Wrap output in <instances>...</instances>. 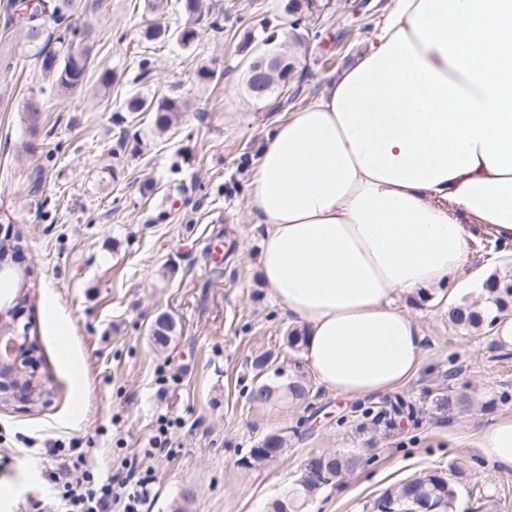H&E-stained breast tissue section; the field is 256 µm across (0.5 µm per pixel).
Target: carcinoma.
<instances>
[{"mask_svg":"<svg viewBox=\"0 0 512 512\" xmlns=\"http://www.w3.org/2000/svg\"><path fill=\"white\" fill-rule=\"evenodd\" d=\"M181 11L186 16L182 27L175 30L177 40L186 48L192 46L198 36V21L201 0H179ZM81 0H6L3 6V30L15 29L21 35L27 52L37 62L42 75L51 82V89L58 94H67L83 85L91 60L95 36L93 28L75 25L74 16ZM303 15L288 18V42H280V52L288 60L296 59L297 50L305 46L304 34L300 31ZM186 103L178 96L162 95L147 97L132 93L125 99L124 111L135 119L150 112L155 127L164 132L169 129ZM488 297L480 305L466 300L448 306V323L462 330L491 331L497 314L512 307V267L491 275L486 283ZM174 332L169 320H158L153 332L154 341L167 346ZM288 396L301 400L309 393L308 385L297 377L288 379ZM279 393V387L268 383L254 385L249 393L253 403L263 404ZM284 438L279 434L265 436L259 445L250 449L242 465L251 468L266 465L280 458ZM362 463L361 458L336 453L331 457L310 456L305 460L309 469L318 471L327 466L336 475V480ZM325 483L306 480L289 489L284 497L273 501L269 512H304V506ZM457 482L441 474L426 473L408 479L393 489L386 490L374 503V512H457Z\"/></svg>","mask_w":512,"mask_h":512,"instance_id":"cac0c4a2","label":"carcinoma"}]
</instances>
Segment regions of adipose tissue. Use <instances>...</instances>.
<instances>
[{
	"mask_svg": "<svg viewBox=\"0 0 512 512\" xmlns=\"http://www.w3.org/2000/svg\"><path fill=\"white\" fill-rule=\"evenodd\" d=\"M250 213L318 382H407L423 334L399 299L470 288L478 232L512 243V0H394L358 60L267 134ZM475 446L512 471V415Z\"/></svg>",
	"mask_w": 512,
	"mask_h": 512,
	"instance_id": "adipose-tissue-1",
	"label": "adipose tissue"
}]
</instances>
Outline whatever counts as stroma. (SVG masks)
Instances as JSON below:
<instances>
[{"label": "stroma", "instance_id": "1", "mask_svg": "<svg viewBox=\"0 0 512 512\" xmlns=\"http://www.w3.org/2000/svg\"><path fill=\"white\" fill-rule=\"evenodd\" d=\"M286 2L203 0L187 49L171 37L144 40L139 0H83L98 42L83 87L66 95L47 89L33 60L0 63V208L23 234L38 368L55 391L30 410L0 403V512H66L41 472L49 448L74 441L100 474L133 464L148 482L143 512H266L307 457L334 452L364 463L307 512H369L405 480L459 470L460 512H484L488 501L512 512V471L473 446L512 414V348L452 327L446 291L401 299L425 355L408 382L380 393L327 391L287 342L288 317L258 270L252 170L267 132L356 59L391 0H318L304 15L310 38L289 82L299 96L258 102L245 91L252 54L242 43L279 25ZM144 58L153 77L141 74ZM204 66L217 80L200 82ZM105 70L115 81L100 95ZM135 91L181 96L190 107L160 135L146 115L123 123L121 102ZM33 95L43 103L34 132L24 112ZM163 314L176 329L162 348L151 327ZM264 354L282 376L303 374L305 400H249L252 362ZM443 395L467 410H439ZM400 401L409 412L396 414ZM162 414L178 421L170 451L146 455ZM272 432L285 438L278 461L242 467Z\"/></svg>", "mask_w": 512, "mask_h": 512}]
</instances>
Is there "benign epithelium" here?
I'll return each mask as SVG.
<instances>
[{"label": "benign epithelium", "instance_id": "obj_1", "mask_svg": "<svg viewBox=\"0 0 512 512\" xmlns=\"http://www.w3.org/2000/svg\"><path fill=\"white\" fill-rule=\"evenodd\" d=\"M285 58L267 55L257 67H250L248 92L258 100L270 90L267 73L263 68L280 69ZM23 253L20 239L13 225H0V274H17L30 279L28 267L15 265L8 257ZM24 304L18 299L0 300V401L19 403L25 407L45 404L50 400L51 390L37 368L36 345L31 339V326L20 324Z\"/></svg>", "mask_w": 512, "mask_h": 512}]
</instances>
